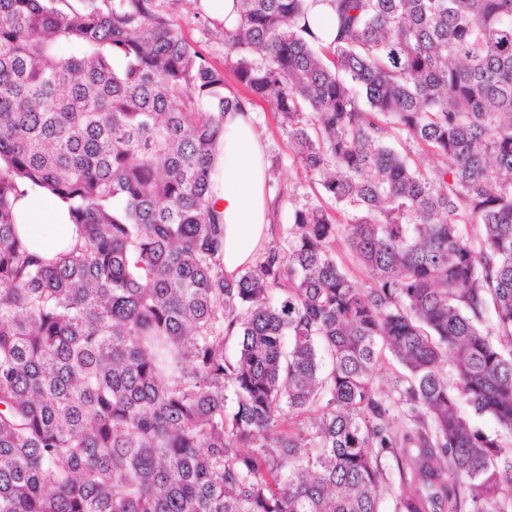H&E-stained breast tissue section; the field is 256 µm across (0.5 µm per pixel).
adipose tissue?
<instances>
[{
    "mask_svg": "<svg viewBox=\"0 0 512 512\" xmlns=\"http://www.w3.org/2000/svg\"><path fill=\"white\" fill-rule=\"evenodd\" d=\"M266 149L251 112L224 116L208 198L224 218V275L235 279L253 265L269 240ZM15 222L35 250L55 251L75 234L69 206L54 196L27 191L14 207Z\"/></svg>",
    "mask_w": 512,
    "mask_h": 512,
    "instance_id": "obj_1",
    "label": "adipose tissue"
}]
</instances>
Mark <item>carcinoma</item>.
I'll use <instances>...</instances> for the list:
<instances>
[{"instance_id":"carcinoma-1","label":"carcinoma","mask_w":512,"mask_h":512,"mask_svg":"<svg viewBox=\"0 0 512 512\" xmlns=\"http://www.w3.org/2000/svg\"><path fill=\"white\" fill-rule=\"evenodd\" d=\"M162 2L0 0V512H380L378 448L396 512H512V0H235L222 67ZM259 102L318 195L228 280L213 149ZM309 23L313 30L325 41L328 42L335 36V24L326 5H318L313 10ZM15 224L37 251H55L68 245L75 235L69 205L40 191L27 190L14 207ZM336 255L339 257V260L343 263L344 268L347 272L351 274L353 281L356 286L359 288H369L373 284V276L372 273L358 265H354L348 258V251L345 248L342 241H338L336 244ZM381 362L373 375L375 387L384 394H389L394 399H397L398 394L393 392V380L399 366L388 353L385 354V357H382ZM378 465L383 473V491L380 512H394L396 495L399 492V475L396 468L395 455L392 449L380 451Z\"/></svg>"}]
</instances>
